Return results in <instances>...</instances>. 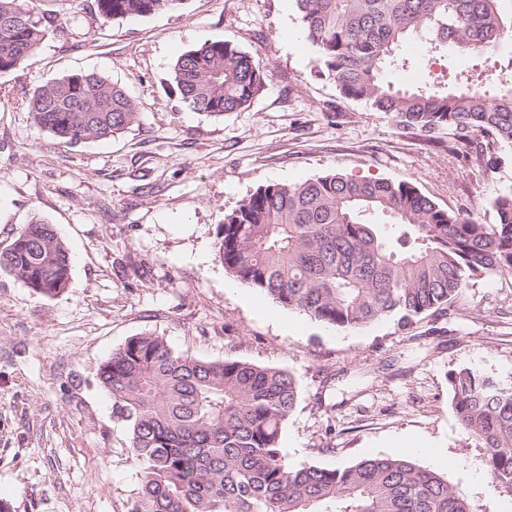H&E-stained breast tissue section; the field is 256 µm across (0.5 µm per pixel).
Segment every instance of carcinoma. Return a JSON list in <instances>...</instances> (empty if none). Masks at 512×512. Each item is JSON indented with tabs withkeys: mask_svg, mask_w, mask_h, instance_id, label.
Here are the masks:
<instances>
[{
	"mask_svg": "<svg viewBox=\"0 0 512 512\" xmlns=\"http://www.w3.org/2000/svg\"><path fill=\"white\" fill-rule=\"evenodd\" d=\"M185 0H95L105 19L176 10ZM313 48L312 76L335 84L427 135L453 129L486 139L475 161L496 164L512 146V85L491 92L467 76L455 92L410 90L381 72L406 65L396 50L419 39L434 56L487 54L512 36L505 0H295ZM21 0H0V73L18 69L56 34ZM269 63L226 40L182 53L173 79L194 110L222 116L267 86ZM34 123L68 144L109 139L138 121L123 87L95 73L55 78L27 99ZM496 223L440 207L410 181L332 174L259 187L224 215L215 251L236 281L338 329L385 317L407 325L442 318L471 280L512 276V188L493 201ZM72 258L53 225L35 219L0 250L5 271L33 292L57 295ZM112 410L129 427L141 466L132 512H475L439 468L365 456L345 467L296 466L279 446L299 387L281 368L207 361L160 336L130 337L99 368ZM462 431L485 449L488 476L512 498V383L475 366L448 373Z\"/></svg>",
	"mask_w": 512,
	"mask_h": 512,
	"instance_id": "1",
	"label": "carcinoma"
}]
</instances>
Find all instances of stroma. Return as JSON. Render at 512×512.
Returning a JSON list of instances; mask_svg holds the SVG:
<instances>
[{"label":"stroma","mask_w":512,"mask_h":512,"mask_svg":"<svg viewBox=\"0 0 512 512\" xmlns=\"http://www.w3.org/2000/svg\"><path fill=\"white\" fill-rule=\"evenodd\" d=\"M53 13L56 36L0 74V248L32 219L53 224L72 258L66 290L32 293L0 271V512H130L140 464L126 423L97 378L128 338L153 334L176 352L286 369L299 383L280 446L294 465L342 467L364 455L440 449L443 472L477 512H505L483 449L461 431L448 374L477 365L512 381V277L476 279L442 319L386 318L341 330L235 281L215 252L225 213L260 186L328 174L408 180L440 207L496 221L512 187V148L493 168L482 142L425 137L315 79L295 0H186L176 11L103 19L94 0H25ZM226 40L268 59L249 107L191 109L172 81L177 57ZM512 66L498 55L414 59L387 68L402 88L454 87L455 73ZM95 72L139 113L117 137L69 145L41 130L25 98L52 79Z\"/></svg>","instance_id":"35a3bbf8"}]
</instances>
